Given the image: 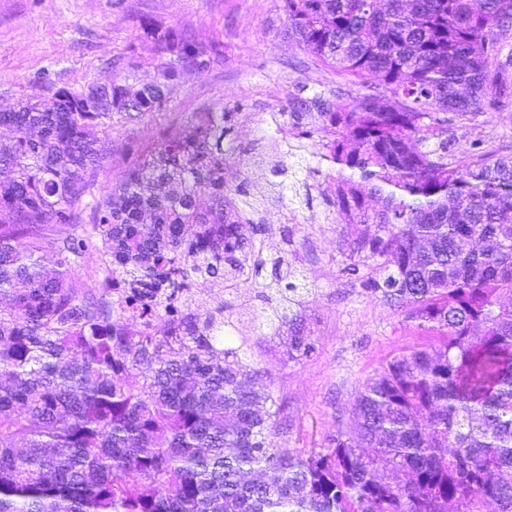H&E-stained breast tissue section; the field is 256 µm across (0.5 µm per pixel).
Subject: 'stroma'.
<instances>
[{
	"instance_id": "35a3bbf8",
	"label": "stroma",
	"mask_w": 512,
	"mask_h": 512,
	"mask_svg": "<svg viewBox=\"0 0 512 512\" xmlns=\"http://www.w3.org/2000/svg\"><path fill=\"white\" fill-rule=\"evenodd\" d=\"M280 5V0H0V110L60 88L161 81L175 61L163 41L170 33L210 59L206 67L181 69L159 111L113 125L112 154L95 171L85 206L75 211L73 234L90 230V202L117 186L141 148L165 132L211 112L234 113L225 138L236 150L225 169L226 183L234 188L248 175V158L269 151L275 138L270 118L287 111L297 86L312 93L344 84V76L319 66L303 45L283 39L287 18ZM453 133V159L459 163L476 138L489 148L512 150V106L479 113ZM287 142L306 158L299 179L313 202L306 208L266 201L254 216L260 226L256 236L264 258L282 256L307 271L315 293L305 317L315 352L300 362L283 360L253 320L267 307L259 290L243 295L233 281L219 286L201 279L187 306L197 314L221 307L242 320L241 330L250 338L248 362L266 371L290 420L283 448L319 451L343 426L338 408L351 407L368 377L393 356L434 337L351 281L342 226L325 198L331 167L321 161L317 141L291 136Z\"/></svg>"
}]
</instances>
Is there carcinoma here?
Listing matches in <instances>:
<instances>
[{
  "label": "carcinoma",
  "instance_id": "1",
  "mask_svg": "<svg viewBox=\"0 0 512 512\" xmlns=\"http://www.w3.org/2000/svg\"><path fill=\"white\" fill-rule=\"evenodd\" d=\"M281 10L284 33L358 87L303 85L288 104L294 136L320 138L342 171L329 198L346 272L438 343L367 378L327 448L281 447L284 408L245 363L248 339L185 303L199 278L251 287L264 266L241 232L251 203L225 189L228 112L145 149L90 205L92 234L61 230L111 154L98 129L159 110L178 64L197 63L172 37L161 86L0 112L14 133L0 147V512H512V152L477 138L467 163L451 153L457 123L495 105L512 0ZM287 173L275 161L258 178L282 199ZM96 241L100 294L71 274ZM273 276L285 292L266 327L299 362L316 349L307 285L280 259Z\"/></svg>",
  "mask_w": 512,
  "mask_h": 512
}]
</instances>
